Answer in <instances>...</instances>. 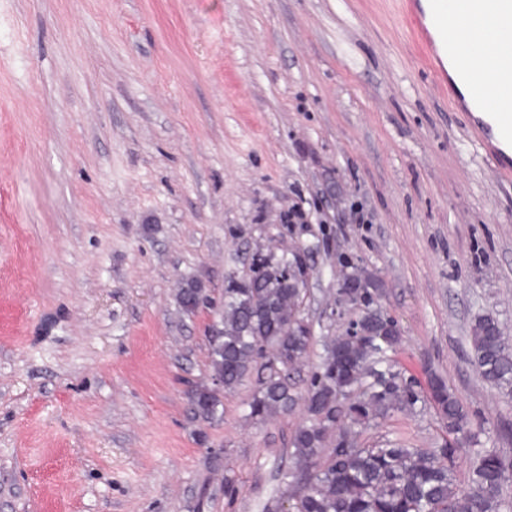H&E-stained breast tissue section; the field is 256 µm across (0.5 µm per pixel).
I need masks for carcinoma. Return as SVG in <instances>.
Segmentation results:
<instances>
[{
    "label": "carcinoma",
    "mask_w": 512,
    "mask_h": 512,
    "mask_svg": "<svg viewBox=\"0 0 512 512\" xmlns=\"http://www.w3.org/2000/svg\"><path fill=\"white\" fill-rule=\"evenodd\" d=\"M253 275L224 287V334L210 337L212 376L232 391L251 377L256 390L249 417L264 422L292 411L304 401L306 418L292 441V467L284 474V493L294 512H501L512 504L504 485L512 460L497 448H477L469 487L456 484L455 466L467 437L466 415L458 399L438 378L427 402L445 421L448 438L434 448L385 441L364 448L351 437L361 425L421 401L413 381L392 371L388 352L402 336L391 319L366 310L361 335L336 336L323 345L305 390L291 377L308 354L312 336L298 323L303 302L299 253L252 263ZM201 289L186 282L179 303L189 314L199 308ZM473 363L496 388L512 385V344L498 321L480 317L473 327ZM220 390V391H222ZM220 391L198 385L191 391L193 413L214 418L222 406Z\"/></svg>",
    "instance_id": "obj_1"
}]
</instances>
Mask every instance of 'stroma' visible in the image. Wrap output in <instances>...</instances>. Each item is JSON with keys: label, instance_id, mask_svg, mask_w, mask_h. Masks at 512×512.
Wrapping results in <instances>:
<instances>
[{"label": "stroma", "instance_id": "obj_1", "mask_svg": "<svg viewBox=\"0 0 512 512\" xmlns=\"http://www.w3.org/2000/svg\"><path fill=\"white\" fill-rule=\"evenodd\" d=\"M304 250L308 379L349 267L512 456V395L472 362L477 317L512 337V181L435 88L399 0H0V512H278L302 408L247 420L209 336L255 248ZM194 280L208 298L177 300ZM396 411L362 446L441 439ZM239 491L228 496L225 478ZM221 391L208 386L198 385L191 391L190 402L193 413L203 419H213L222 405Z\"/></svg>", "mask_w": 512, "mask_h": 512}]
</instances>
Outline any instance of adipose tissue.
Instances as JSON below:
<instances>
[{"label": "adipose tissue", "mask_w": 512, "mask_h": 512, "mask_svg": "<svg viewBox=\"0 0 512 512\" xmlns=\"http://www.w3.org/2000/svg\"><path fill=\"white\" fill-rule=\"evenodd\" d=\"M453 23L470 29L462 60L473 69L486 100L495 111L512 113V90L497 83L494 70L498 58L492 53L496 47H512V27L501 26L489 16L472 23L461 13L455 15Z\"/></svg>", "instance_id": "ef3b65f1"}]
</instances>
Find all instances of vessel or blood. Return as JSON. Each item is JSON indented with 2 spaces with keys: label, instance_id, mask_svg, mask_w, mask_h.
<instances>
[{
  "label": "vessel or blood",
  "instance_id": "obj_1",
  "mask_svg": "<svg viewBox=\"0 0 512 512\" xmlns=\"http://www.w3.org/2000/svg\"><path fill=\"white\" fill-rule=\"evenodd\" d=\"M463 5L473 14L490 13L500 24L512 25V0H403L401 9L437 90L447 96L450 105L467 111L473 138L484 148L500 178L512 181V161L503 157L506 149H512V115L487 111L480 96L467 101L458 96L459 87L468 85L469 75L456 65L455 57L468 33L449 31L448 19Z\"/></svg>",
  "mask_w": 512,
  "mask_h": 512
}]
</instances>
